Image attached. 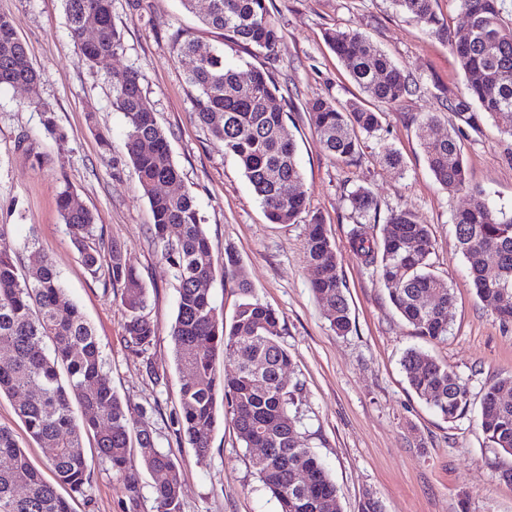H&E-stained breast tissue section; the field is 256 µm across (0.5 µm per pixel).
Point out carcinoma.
<instances>
[{
  "instance_id": "cac0c4a2",
  "label": "carcinoma",
  "mask_w": 512,
  "mask_h": 512,
  "mask_svg": "<svg viewBox=\"0 0 512 512\" xmlns=\"http://www.w3.org/2000/svg\"><path fill=\"white\" fill-rule=\"evenodd\" d=\"M396 8L432 36L448 43L464 78V93L448 108L467 126L477 129L490 120L500 134L512 138V19L503 14L501 0H456L468 18V33L451 34L435 10L436 0H393ZM70 38L83 60L97 64L118 53L121 34L112 20V0H63ZM201 22L221 31L223 41L250 45L257 54L275 58L280 40L267 0H209ZM96 25V41H83L88 23ZM326 41L345 64L351 80L374 101L389 107L413 95L416 84L367 35L357 29H330ZM178 54L194 55L196 67L187 83L196 93L194 117L235 157L267 218L291 224L308 211L295 145L284 135L286 112L269 106L280 93L272 73L251 68L245 80L224 62V45L202 42L178 31ZM22 82L33 96L28 104L47 113V130L63 139L52 115L35 96L40 74L10 17L0 14V86ZM112 105L127 119L125 148L140 190L149 202L153 235L162 259L173 271L178 293L172 326L175 362L185 373L179 406L172 415L176 435L198 454L210 448L219 408L231 417L246 448L270 449L252 459L265 488L277 501L278 512H341L334 480L309 447L298 410L302 384H289L282 374L293 370L291 355L281 342L280 316L260 303L250 282L239 274V259L225 252L224 277L235 281L240 299L231 321L214 305L211 285L216 269L194 197L186 190L170 194L161 182H182L167 133L134 69L112 72ZM307 112L319 143L336 160L352 163L361 154L358 133L373 135L381 113L359 102L341 105L323 99ZM434 116H423L417 135L433 176L450 191L463 188L466 170L456 132L433 138ZM147 141L151 148H142ZM347 200L360 217L350 230V244L362 261L379 269L396 311L417 335L443 340L448 335L453 292L431 272L429 225L407 211L392 213L380 237L365 221L377 213V202L363 187ZM63 221L76 234L74 244L82 265L120 297L126 311L123 340L135 354L155 339L153 322L145 314L147 288L136 270L113 244L102 251L94 242L95 217L77 204L66 187L58 194ZM457 247L468 263L472 284L481 298L497 299L500 320L512 321V216L493 208L481 190L471 193L467 207L453 217ZM18 248L9 225L0 224V395L18 398L17 414L30 437L43 449L54 481L44 479L28 461L13 432L0 426V512H71L58 488L86 495L91 486L92 461L83 446L92 437L97 458L109 463L123 483L125 512H139L140 487L127 460L137 450L154 480L156 512H181V476L176 455L158 449L146 419L132 421L104 372L97 336L80 309L68 298L52 262L43 259L30 273L17 265ZM310 284L326 305V318L338 335L351 330L344 284L326 270L336 267L333 243L318 218H311L306 238ZM230 366L217 380L214 365ZM411 389L445 420L461 416L468 391L448 365L431 354L411 349L402 360ZM512 375L487 386L481 427L491 447L512 456ZM81 415H76L73 404ZM307 474L302 485L298 476Z\"/></svg>"
}]
</instances>
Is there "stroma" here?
<instances>
[{
    "instance_id": "35a3bbf8",
    "label": "stroma",
    "mask_w": 512,
    "mask_h": 512,
    "mask_svg": "<svg viewBox=\"0 0 512 512\" xmlns=\"http://www.w3.org/2000/svg\"><path fill=\"white\" fill-rule=\"evenodd\" d=\"M269 8L281 36L268 64L281 87L275 103L287 114L284 134L296 146L309 204L291 224L270 223L236 159L195 120V93L186 82L191 60L174 54L171 36L183 29L215 43L220 35L179 0H112L122 48L94 66L69 37L63 0H0V13L11 18L40 74L38 95L65 134L59 140L47 131L22 89L0 86V224L9 225L21 246L18 264L28 270L41 257L52 260L95 331L104 369L129 416L147 417L157 447L176 452L182 512H276L229 420H219L204 456L173 432L183 379L171 341L175 280L153 239L150 206L127 160V120L112 106L108 81L111 71L137 69L216 264H223L225 249L236 252L256 297L283 318L282 341L294 364L289 378L303 386L308 444L333 478L342 512H359L369 494L384 512H512V484L498 477L512 456L490 447L479 421L487 384L512 375V322L503 323L493 304L477 296L453 224L475 189L494 208L512 212V139L489 122L471 129L448 108V99L464 89L455 57L392 0H270ZM336 27L365 32L420 84L415 96L384 108L380 130L365 137L362 155L349 165L323 152L306 112L318 98L345 103L363 96L325 41ZM428 113L438 117L434 135H459L463 190L444 189L428 169L416 136ZM384 145L400 153L401 168L379 163ZM66 186L95 215L100 247L120 245L147 288L156 337L145 354L132 353L122 339L119 296L78 259L57 203ZM359 186L377 202L373 232L399 210L429 225L432 270L454 295L445 340L417 336L392 306L376 267L352 250L349 232L358 216L347 196ZM314 216L335 247L345 284L352 329L344 336L331 329L310 288L305 242ZM411 348L430 351L466 383L465 413L446 421L409 387L401 360ZM124 500L121 481L99 461L88 497H75L72 508L124 512Z\"/></svg>"
}]
</instances>
